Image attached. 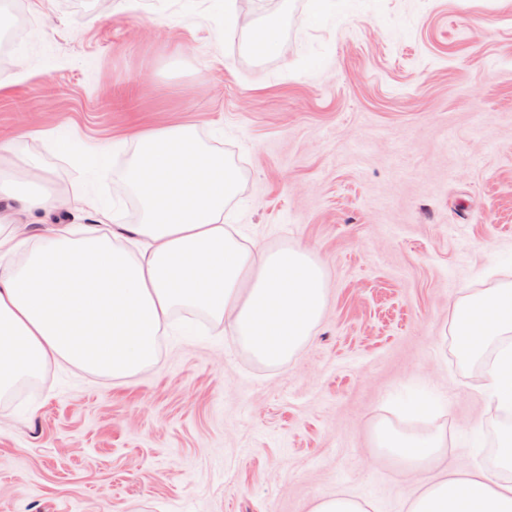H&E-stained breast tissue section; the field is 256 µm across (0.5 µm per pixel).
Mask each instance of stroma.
Instances as JSON below:
<instances>
[{"mask_svg": "<svg viewBox=\"0 0 512 512\" xmlns=\"http://www.w3.org/2000/svg\"><path fill=\"white\" fill-rule=\"evenodd\" d=\"M13 2L0 24L25 33L0 55V140L18 142L15 176L81 182L35 129L223 127L241 174L226 222L307 251L325 306L276 364L182 311L132 376L45 365L0 395V512H311L339 488L399 512L416 481L377 455L381 425L446 434L442 469L493 462L485 360L462 359L451 326L512 286V0H356L320 25L312 0H234L231 38L221 0H197L190 22L182 0ZM262 28L280 49L258 58ZM58 221L95 224L64 207L14 231L34 244ZM420 393L425 417L403 409Z\"/></svg>", "mask_w": 512, "mask_h": 512, "instance_id": "obj_1", "label": "stroma"}]
</instances>
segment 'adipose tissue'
Listing matches in <instances>:
<instances>
[{"mask_svg": "<svg viewBox=\"0 0 512 512\" xmlns=\"http://www.w3.org/2000/svg\"><path fill=\"white\" fill-rule=\"evenodd\" d=\"M83 171L80 187L57 195L5 172L14 143H0V255L24 251L20 265H0V393L65 360L113 378L155 358L178 309H199L225 323L261 359L276 363L310 336L324 304L321 267L306 251L272 252L241 243L226 227V205L240 172L194 127L177 125L128 138L97 140L80 125L41 130ZM113 176L138 201V221L115 242L114 212L96 191ZM75 200L95 210L98 226L80 233L50 225L25 245L11 229L20 214ZM458 350L481 357L496 345L485 374L488 400L512 414V289L499 288L454 311ZM379 456L426 478L401 512H512V427L498 433L496 464L457 477H428L446 451L443 437L401 438L375 431Z\"/></svg>", "mask_w": 512, "mask_h": 512, "instance_id": "ef3b65f1", "label": "adipose tissue"}]
</instances>
